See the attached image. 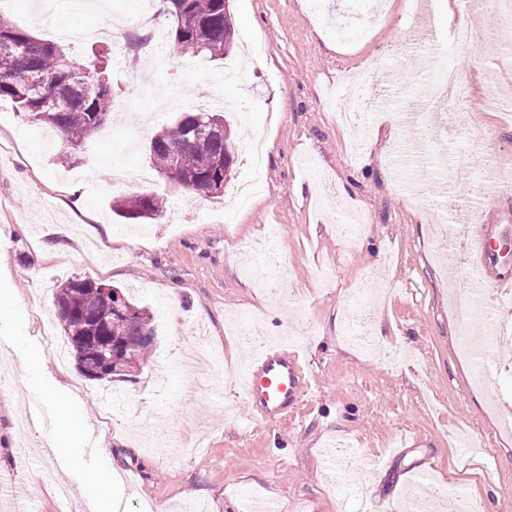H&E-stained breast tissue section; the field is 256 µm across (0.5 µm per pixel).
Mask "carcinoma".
I'll list each match as a JSON object with an SVG mask.
<instances>
[{"instance_id":"carcinoma-1","label":"carcinoma","mask_w":512,"mask_h":512,"mask_svg":"<svg viewBox=\"0 0 512 512\" xmlns=\"http://www.w3.org/2000/svg\"><path fill=\"white\" fill-rule=\"evenodd\" d=\"M174 18L173 28L164 35L166 49L177 57L209 54L215 60L229 56L234 49V26L230 0H167ZM10 56L9 71H0V100L11 101L31 123L52 128L62 136L66 150L58 159L74 163L68 149L87 142L111 121L112 79L109 52L98 51L100 65L91 70L82 66L67 47L42 40L0 14V56ZM210 111L181 113L176 121L163 127L150 140L149 160L161 175L177 169L194 181L197 188L210 186L226 167L221 159L234 151L230 124L221 120L222 130L204 141L187 145L179 156L172 147L183 142L187 124L206 123ZM164 211V198L157 193L132 196L115 202L113 212L125 220L155 219ZM103 283L69 278L57 288L56 304L69 339L76 364L88 378L98 368L97 352L81 345L86 336H103L107 343L120 345L144 365L154 335L152 316L134 304L125 294L119 298L102 291ZM130 306L134 315L117 311Z\"/></svg>"}]
</instances>
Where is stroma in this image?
Returning a JSON list of instances; mask_svg holds the SVG:
<instances>
[{
	"label": "stroma",
	"instance_id": "stroma-1",
	"mask_svg": "<svg viewBox=\"0 0 512 512\" xmlns=\"http://www.w3.org/2000/svg\"><path fill=\"white\" fill-rule=\"evenodd\" d=\"M33 0H13L7 15L39 38L50 29L92 26L97 13L59 0L44 22L31 15ZM235 55L252 61L250 76L226 74L224 61L175 59L158 72L150 92L138 94L142 65L133 56L111 60L114 110L151 113L155 99L186 95L204 103L221 97L237 148L251 137L266 141L260 171L237 158L223 196L206 197L160 175L151 190L162 194V215L135 225L118 217L112 203L139 194L136 186L112 185V168H148L146 146L178 110L153 115L146 131L130 138L113 125L76 156L98 163L85 185L62 180L67 167L57 145H42L41 129L0 101V296L12 298L15 313L0 322V374L11 377L21 364L42 357L29 386L0 392V475L11 479L9 500L33 512H59L57 485L68 487L77 512H91L97 495L85 481L88 470L106 467L112 496L123 512L139 499L160 512H181L202 501L209 512H241L245 494L275 502L279 512H398L414 472L430 470L442 487V512H457L458 496L472 498L478 512H512V432L499 409H512V348L500 350L488 384L475 386L469 358L458 349V325L449 290L469 265L468 246L449 247L463 224L457 211L430 213L399 193L390 179L400 171L436 192L444 159L463 164L448 184L459 200L471 196L474 179L492 187L480 209L482 223L512 246V186H496L512 171V122L494 108L499 48L480 40L475 55L456 49L452 32L460 24L491 31L485 16L467 0L437 7L433 23L412 17L405 0H391L381 26L332 35L336 0L321 13L308 0H231ZM457 70L469 97L449 106L450 129L418 136L417 152L397 153L403 130L392 118L404 100L430 108L429 74ZM370 76L367 101L382 102L375 120L357 116L348 126L332 118L353 75ZM312 160L332 183L322 192L306 176ZM366 214L353 239L336 229L333 198ZM279 230L276 250L288 272L274 290L250 279L245 264L265 258L270 227ZM327 272L320 287L315 269ZM392 285L386 303L372 306L371 322L382 337L406 353L393 365L366 356L344 336L339 318L354 289L374 273ZM69 278L122 288L153 317L154 340L147 364L130 381L110 383L84 377L74 359L58 362L42 340L40 313L56 315V288ZM256 314L253 326L265 342L297 338V350L315 383L296 413L277 426L252 425L250 410L231 380L244 371L254 347L228 334L231 316ZM207 328L224 367L214 392L198 390L174 361L189 329ZM67 386L74 409L99 430L95 448L71 461L55 433L42 424L20 429L32 400L58 411L55 384ZM125 393L127 404L99 429V394ZM485 437L488 453L461 447L462 434ZM352 451L362 480L338 474L337 491L327 487L328 460ZM26 462L17 470L15 458Z\"/></svg>",
	"mask_w": 512,
	"mask_h": 512
}]
</instances>
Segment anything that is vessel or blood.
Here are the masks:
<instances>
[{
  "mask_svg": "<svg viewBox=\"0 0 512 512\" xmlns=\"http://www.w3.org/2000/svg\"><path fill=\"white\" fill-rule=\"evenodd\" d=\"M472 246L469 256L472 266L479 270L478 282L486 294L512 293V273L505 271L483 276L489 261L495 255L494 242L484 225H476L470 232ZM312 391V379L296 351L277 346L262 348L248 366L243 380V392L254 410L257 423L286 421L299 402Z\"/></svg>",
  "mask_w": 512,
  "mask_h": 512,
  "instance_id": "b4317fda",
  "label": "vessel or blood"
}]
</instances>
